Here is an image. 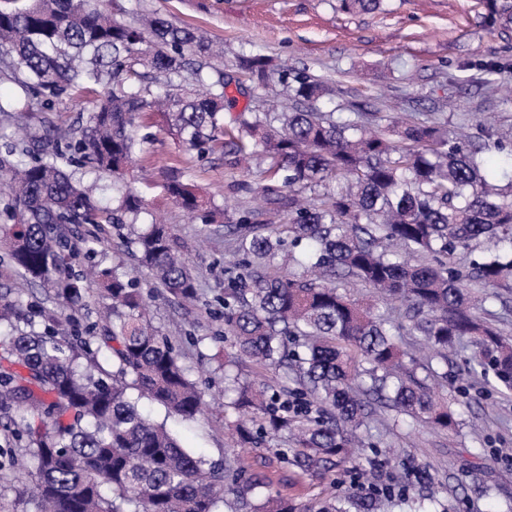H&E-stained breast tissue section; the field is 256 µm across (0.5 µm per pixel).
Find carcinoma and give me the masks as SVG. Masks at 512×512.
<instances>
[{
  "label": "carcinoma",
  "mask_w": 512,
  "mask_h": 512,
  "mask_svg": "<svg viewBox=\"0 0 512 512\" xmlns=\"http://www.w3.org/2000/svg\"><path fill=\"white\" fill-rule=\"evenodd\" d=\"M380 5L341 0L346 12ZM0 50L25 90L22 103L0 98V174L18 206L6 212L14 224L3 244L17 271L69 311L52 317L45 334L26 333L13 327L18 304L0 294V325L11 326L0 332V409L14 412L10 425L26 437L36 512H218L228 495L242 512H294L264 478H241L231 453L217 462L183 447L129 398L135 389L168 416L191 420L203 412L205 391L151 324V294L137 276L96 261L93 232L70 234L72 225L110 224L169 302L197 297L169 227L152 221L135 230L147 210L123 183L158 122L200 158L219 141L233 165L258 167L259 196L288 213L285 238L252 211L208 207L182 171L164 185L203 226L222 217L233 237L221 315L231 362L284 367L297 384L224 387V406L238 413V445L290 435L295 447L276 454L304 470L353 461L375 403L404 423L453 430L456 415L436 387L448 355L466 343L467 372L512 395V340L488 323L486 308L495 289L512 287V153L497 174L483 169L484 151L503 149L494 130L475 140L434 122L389 117L383 125L362 112L336 118L315 107L319 80L262 55L244 59V69L258 89L277 78L284 97L227 129L226 83L203 76L223 50L160 17L118 20L99 0H0ZM92 85L101 93L85 123L49 121L13 141V128L31 113ZM85 167L110 178L103 189L112 205L82 186ZM477 250L468 265L456 263L457 254ZM81 258L87 273H72ZM357 285L402 308L359 303L348 293ZM93 291L108 303L90 341L79 335L77 314ZM103 349L112 353L107 374L95 361ZM307 394L318 404L314 418L281 399ZM358 477L360 494L335 497L320 512H380L384 500L422 512L418 499H381L369 471Z\"/></svg>",
  "instance_id": "carcinoma-1"
}]
</instances>
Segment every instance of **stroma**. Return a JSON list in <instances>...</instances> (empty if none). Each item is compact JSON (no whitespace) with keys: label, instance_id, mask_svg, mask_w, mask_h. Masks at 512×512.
<instances>
[{"label":"stroma","instance_id":"35a3bbf8","mask_svg":"<svg viewBox=\"0 0 512 512\" xmlns=\"http://www.w3.org/2000/svg\"><path fill=\"white\" fill-rule=\"evenodd\" d=\"M103 5L129 22L155 13L223 43L224 56L211 60L208 73L224 77L226 93L234 101L224 113L226 120L262 108L266 95L280 91L274 80L267 89L254 88L241 69V57L260 54L319 79L325 87L318 102L322 111L339 117L398 112L451 130L465 124L474 134L486 117L504 145L503 150L486 152V166L498 168L512 149V104L504 102L497 83L488 81L481 69L494 60L512 75V22L490 23L486 0H383L379 10L369 13L342 11L338 0H103ZM168 166L187 168L218 207L256 211L259 222L273 229L287 223L288 216L260 199L259 170L247 173L228 165L219 151L197 159L161 131L144 144L127 174L128 185L144 196L148 210L170 227L199 283L198 302L185 307L171 305L161 292H154L150 316L180 348L192 378L209 393L204 415L182 423L167 419L159 405L151 411L166 421L184 447L219 460L235 419L223 403L222 363L233 350L220 338L218 318L224 262L233 245L220 233L201 235V222L163 194ZM0 291L18 302V326L26 332H43L44 315L62 311L47 288L15 272L3 249ZM445 371L440 392L458 414L456 431L427 425L410 431L396 425L395 411L379 407L358 462L374 468L380 486L406 491L415 499L435 494L448 512H512V398L468 376L461 356H449ZM6 420L1 409L0 512H35L26 494L32 466L23 454L25 442L4 429ZM285 445V438L263 437L257 447L240 449L238 465L247 474L263 473L273 491L288 498L297 512H319L326 498L358 493L350 465L304 471L280 462L276 451ZM417 465L432 475V484L416 480Z\"/></svg>","mask_w":512,"mask_h":512}]
</instances>
